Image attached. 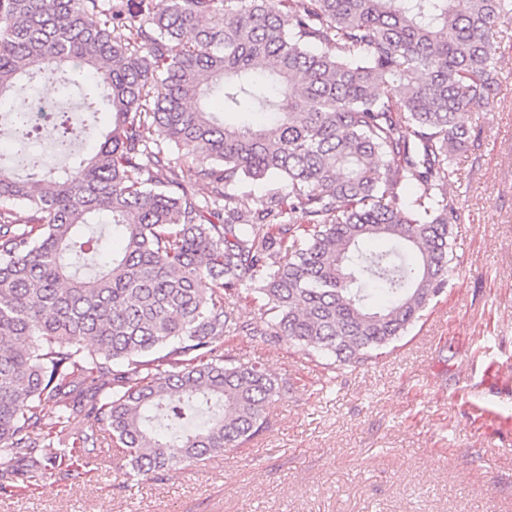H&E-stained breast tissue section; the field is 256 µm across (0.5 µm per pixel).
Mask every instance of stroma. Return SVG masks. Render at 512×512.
Masks as SVG:
<instances>
[{"label": "stroma", "instance_id": "35a3bbf8", "mask_svg": "<svg viewBox=\"0 0 512 512\" xmlns=\"http://www.w3.org/2000/svg\"><path fill=\"white\" fill-rule=\"evenodd\" d=\"M456 158L455 273L386 354L336 366L227 337L287 388L244 447L139 483L99 438L83 474L0 497V512H512V40L494 103Z\"/></svg>", "mask_w": 512, "mask_h": 512}]
</instances>
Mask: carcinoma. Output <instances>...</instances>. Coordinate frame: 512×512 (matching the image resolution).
Returning a JSON list of instances; mask_svg holds the SVG:
<instances>
[{
  "instance_id": "obj_1",
  "label": "carcinoma",
  "mask_w": 512,
  "mask_h": 512,
  "mask_svg": "<svg viewBox=\"0 0 512 512\" xmlns=\"http://www.w3.org/2000/svg\"><path fill=\"white\" fill-rule=\"evenodd\" d=\"M138 13L0 0V101L51 80L80 89L84 126L112 114L89 155L58 114L61 167L29 154L18 176L0 153V458L27 487L80 473L101 431L131 481L261 435L283 383L224 356L233 332L360 364L422 318L450 283L447 188L468 114L491 103L512 0H169L158 16L139 0ZM4 119L32 138L23 112ZM166 141L191 165L172 166ZM245 179L273 188L246 206L226 192ZM101 212L121 249L98 267L109 240L85 228ZM374 238L393 247L360 252ZM243 290L268 319L224 306ZM83 414L97 430L78 429Z\"/></svg>"
}]
</instances>
